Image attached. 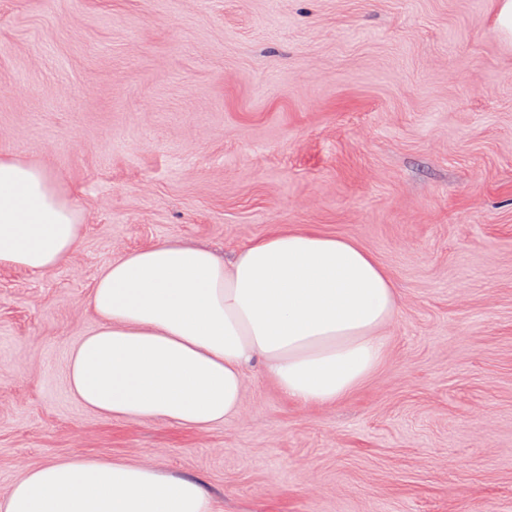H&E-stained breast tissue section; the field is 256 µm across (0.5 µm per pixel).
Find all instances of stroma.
Listing matches in <instances>:
<instances>
[{
	"instance_id": "35a3bbf8",
	"label": "stroma",
	"mask_w": 512,
	"mask_h": 512,
	"mask_svg": "<svg viewBox=\"0 0 512 512\" xmlns=\"http://www.w3.org/2000/svg\"><path fill=\"white\" fill-rule=\"evenodd\" d=\"M495 0H0V156L84 215L44 273L0 268V497L76 454L203 481L218 512H512V47ZM392 277L387 355L303 406L261 367L203 431L69 392L112 260L231 254L278 227Z\"/></svg>"
}]
</instances>
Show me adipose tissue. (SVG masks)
I'll list each match as a JSON object with an SVG mask.
<instances>
[{"mask_svg": "<svg viewBox=\"0 0 512 512\" xmlns=\"http://www.w3.org/2000/svg\"><path fill=\"white\" fill-rule=\"evenodd\" d=\"M84 217L46 169L0 157V266L46 272L79 248ZM99 325L72 348L68 382L116 420L203 431L236 414L260 366L288 400L333 404L385 359L398 294L359 243L280 229L233 259L157 241L112 261L90 296ZM0 512H215L199 480L75 455L30 468Z\"/></svg>", "mask_w": 512, "mask_h": 512, "instance_id": "adipose-tissue-1", "label": "adipose tissue"}]
</instances>
